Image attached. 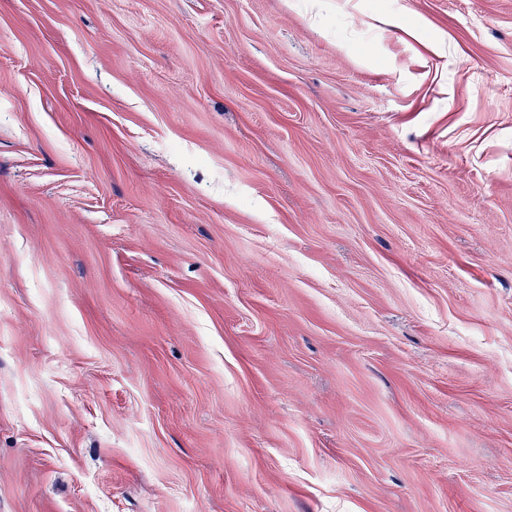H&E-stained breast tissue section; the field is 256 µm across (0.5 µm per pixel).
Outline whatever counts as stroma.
Instances as JSON below:
<instances>
[{"label":"stroma","mask_w":512,"mask_h":512,"mask_svg":"<svg viewBox=\"0 0 512 512\" xmlns=\"http://www.w3.org/2000/svg\"><path fill=\"white\" fill-rule=\"evenodd\" d=\"M0 512H512V0H0Z\"/></svg>","instance_id":"obj_1"}]
</instances>
